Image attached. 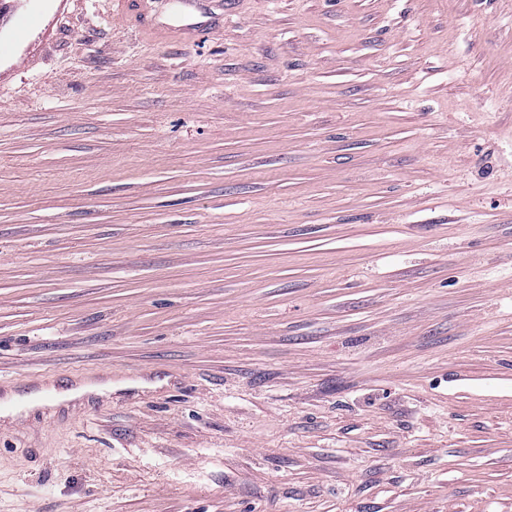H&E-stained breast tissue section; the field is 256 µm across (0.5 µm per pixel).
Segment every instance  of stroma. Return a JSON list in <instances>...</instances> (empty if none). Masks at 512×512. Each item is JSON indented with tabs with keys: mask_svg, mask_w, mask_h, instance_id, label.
Here are the masks:
<instances>
[{
	"mask_svg": "<svg viewBox=\"0 0 512 512\" xmlns=\"http://www.w3.org/2000/svg\"><path fill=\"white\" fill-rule=\"evenodd\" d=\"M150 2L0 23V512H512V0Z\"/></svg>",
	"mask_w": 512,
	"mask_h": 512,
	"instance_id": "1",
	"label": "stroma"
}]
</instances>
